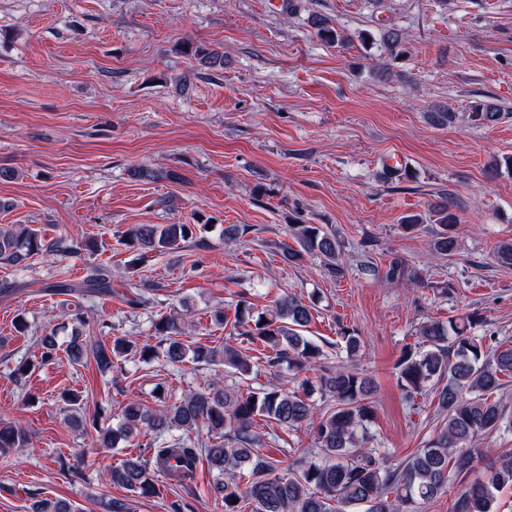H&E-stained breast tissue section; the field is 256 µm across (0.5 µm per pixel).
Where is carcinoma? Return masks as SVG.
I'll list each match as a JSON object with an SVG mask.
<instances>
[{"instance_id":"obj_1","label":"carcinoma","mask_w":512,"mask_h":512,"mask_svg":"<svg viewBox=\"0 0 512 512\" xmlns=\"http://www.w3.org/2000/svg\"><path fill=\"white\" fill-rule=\"evenodd\" d=\"M319 36L342 44L347 38L319 16L311 18ZM183 52L200 64L224 68V54L205 44L188 45ZM501 117V109L492 104L478 105L471 120L491 124ZM435 223L440 225L434 240L435 251L451 256L457 251L456 227L459 217L450 204L434 205ZM197 224H133L125 232L128 245L144 257L153 251L173 249L193 238ZM299 248L287 247L283 257L290 263L304 255H319L327 261L328 272L343 274L336 237L313 224L292 225ZM77 253L65 237L47 240L27 224L0 225V264L18 266L32 257L52 255L61 258ZM122 300L132 308L146 305L149 289L127 281L122 285ZM81 289L98 294L112 293V275L108 267H90ZM233 319L224 310L212 314L220 327L232 326L237 335L270 350L265 363L271 370L287 366L298 372L321 365L324 350L305 336L312 312L301 300L290 296L277 303L274 315L253 316L250 305L237 303ZM184 317L162 315L154 322L160 337L158 349L138 345L125 336L112 343L87 342L78 337L70 341L66 354L70 364L81 366L94 360L102 372H110L118 362L132 354L144 362L163 358L170 363L190 361L196 364H224L238 377L253 372L250 359L231 344L221 350L193 343L183 336ZM473 317L463 315L448 323L430 320L421 324L418 335L423 348L403 352L397 363L401 386L410 394L435 389L443 425L436 438L417 449L398 467L380 461V449L365 448L368 424L374 417L370 379L351 364L320 377L323 393L332 407L316 414L313 405L298 391L278 387L259 388L246 393L215 383L174 403L157 397L160 405L150 408L131 400L121 409L116 428L100 430L101 442L116 446L120 441L139 438L138 445L151 450L124 459L110 471L112 484L141 496L152 497L156 487L152 475L161 472L178 485L193 478L200 458L217 471L213 492L224 502V512H241L240 503L251 505L250 512H348L354 506L364 512H415L417 505L430 502L447 491L450 465L470 470L473 463L495 452L493 448H475L473 444L499 431L506 413L490 395L504 385L502 377L512 375V349H490L482 338L471 332ZM66 410L82 412L86 398L77 391L63 396ZM263 417L290 430L310 426L322 458L310 452L298 456L285 470L257 448L253 433L255 420ZM205 430L206 446L197 448L190 433ZM173 430L178 438L166 439ZM27 433L14 422H0V455L23 447ZM246 479L240 484V479ZM512 487V455L499 454L491 464L460 493L452 512H496V492ZM33 512H73L63 499H41Z\"/></svg>"}]
</instances>
